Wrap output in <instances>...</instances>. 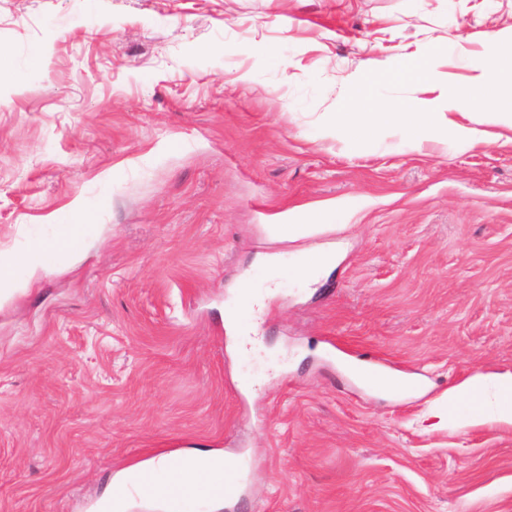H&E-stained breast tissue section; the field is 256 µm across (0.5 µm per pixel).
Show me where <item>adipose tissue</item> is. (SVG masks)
Listing matches in <instances>:
<instances>
[{
  "mask_svg": "<svg viewBox=\"0 0 512 512\" xmlns=\"http://www.w3.org/2000/svg\"><path fill=\"white\" fill-rule=\"evenodd\" d=\"M502 62L498 48L489 46L478 74L449 100L446 111H431L429 102L424 101L418 111L413 112L398 103L382 100L372 90L363 100L340 113L339 120L355 133L368 124L384 122L413 129L423 136L435 132L441 139L449 138L462 147H471L480 141L481 133L457 122L454 113L477 94L494 108L512 109V76H503ZM89 236L88 225L76 220L66 225L64 230L37 242L22 257L0 260V305L18 287L28 285L47 273L49 257L74 256L79 245ZM447 404L446 417L465 426L477 425L488 419L512 425V372L478 374L454 385L448 390ZM225 464L224 456L201 453L189 457L163 456L153 462L149 470L162 487L178 480L195 490L202 487L210 489L223 485Z\"/></svg>",
  "mask_w": 512,
  "mask_h": 512,
  "instance_id": "1",
  "label": "adipose tissue"
}]
</instances>
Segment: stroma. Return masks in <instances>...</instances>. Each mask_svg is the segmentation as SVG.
Returning a JSON list of instances; mask_svg holds the SVG:
<instances>
[{
	"label": "stroma",
	"mask_w": 512,
	"mask_h": 512,
	"mask_svg": "<svg viewBox=\"0 0 512 512\" xmlns=\"http://www.w3.org/2000/svg\"><path fill=\"white\" fill-rule=\"evenodd\" d=\"M492 43L512 0H0V257L76 208L95 240L0 305V512H101L197 448L238 460L235 512H512V426L434 416L512 372V127L477 98L466 150L336 120L365 59L412 108L409 64L441 100ZM324 206L336 231L267 230ZM242 279L276 283L265 309ZM336 265V251L321 249L315 254L305 257L295 268L297 275L310 277L318 272L330 269Z\"/></svg>",
	"instance_id": "stroma-1"
}]
</instances>
